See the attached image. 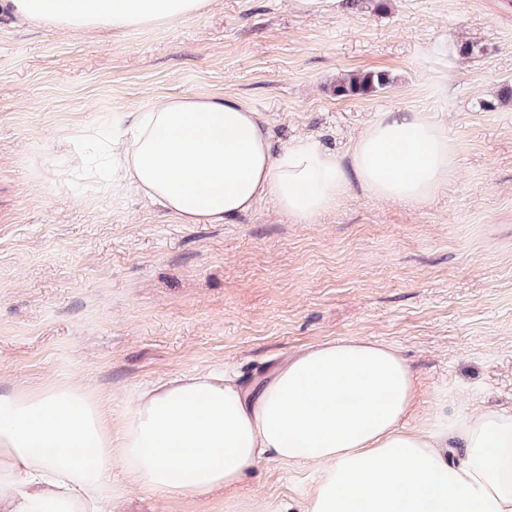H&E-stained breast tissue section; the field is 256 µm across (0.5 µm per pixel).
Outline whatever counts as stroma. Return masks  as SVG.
<instances>
[{
	"label": "stroma",
	"instance_id": "obj_1",
	"mask_svg": "<svg viewBox=\"0 0 512 512\" xmlns=\"http://www.w3.org/2000/svg\"><path fill=\"white\" fill-rule=\"evenodd\" d=\"M382 90L340 98L353 72ZM512 0H211L197 17L60 34L0 0V387L79 383L110 415L167 374L243 382L323 341L396 347L420 410L512 406ZM175 94L229 95L274 138L345 157L380 113L448 129V180L421 207L352 186L298 224L264 200L230 224H181L69 172L63 138ZM269 459L189 501L129 489L116 512H224L297 497Z\"/></svg>",
	"mask_w": 512,
	"mask_h": 512
}]
</instances>
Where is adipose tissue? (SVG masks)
<instances>
[{
	"mask_svg": "<svg viewBox=\"0 0 512 512\" xmlns=\"http://www.w3.org/2000/svg\"><path fill=\"white\" fill-rule=\"evenodd\" d=\"M209 0H8L13 14L63 33L117 32L198 15ZM93 154L101 182L183 224H227L271 199L297 223L332 210L352 185L428 203L448 179L446 127L389 111L347 159L311 139L276 142L262 113L235 98L171 95L67 135ZM417 380L390 344L329 340L264 381L223 371L172 375L107 418L77 385L0 390V512H112L126 487L197 498L235 487L274 459L308 470L297 501L227 502L226 512H512V410H452L454 394L407 426Z\"/></svg>",
	"mask_w": 512,
	"mask_h": 512,
	"instance_id": "adipose-tissue-1",
	"label": "adipose tissue"
}]
</instances>
